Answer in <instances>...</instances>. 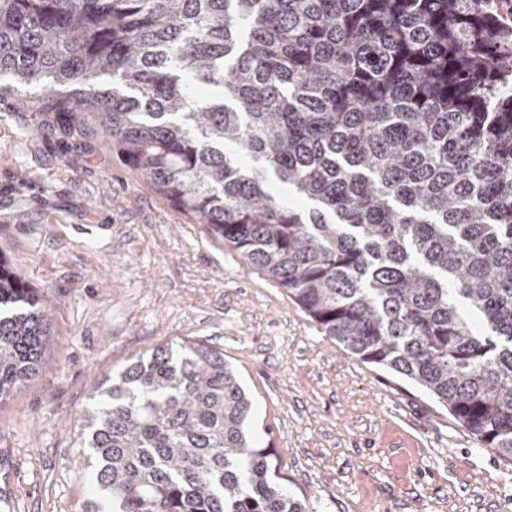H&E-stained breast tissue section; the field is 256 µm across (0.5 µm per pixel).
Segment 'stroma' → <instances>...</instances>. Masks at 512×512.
Masks as SVG:
<instances>
[{"mask_svg": "<svg viewBox=\"0 0 512 512\" xmlns=\"http://www.w3.org/2000/svg\"><path fill=\"white\" fill-rule=\"evenodd\" d=\"M0 92V256L51 307L38 373L0 402V512H86L85 415L183 342L223 352L251 430L307 512H512V461L428 394L329 342L91 122Z\"/></svg>", "mask_w": 512, "mask_h": 512, "instance_id": "obj_1", "label": "stroma"}]
</instances>
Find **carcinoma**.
Here are the masks:
<instances>
[{
    "instance_id": "cac0c4a2",
    "label": "carcinoma",
    "mask_w": 512,
    "mask_h": 512,
    "mask_svg": "<svg viewBox=\"0 0 512 512\" xmlns=\"http://www.w3.org/2000/svg\"><path fill=\"white\" fill-rule=\"evenodd\" d=\"M481 28L464 0H0V91L45 85L327 340L511 461L512 57ZM48 331L0 257V400ZM95 399L110 512H306L223 354L156 349Z\"/></svg>"
}]
</instances>
